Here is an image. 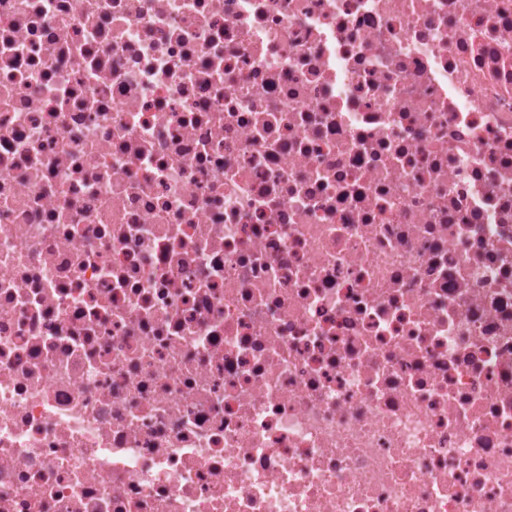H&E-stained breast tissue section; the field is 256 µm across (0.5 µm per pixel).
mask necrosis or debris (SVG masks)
Here are the masks:
<instances>
[{
  "instance_id": "4bbe7bcc",
  "label": "necrosis or debris",
  "mask_w": 512,
  "mask_h": 512,
  "mask_svg": "<svg viewBox=\"0 0 512 512\" xmlns=\"http://www.w3.org/2000/svg\"><path fill=\"white\" fill-rule=\"evenodd\" d=\"M0 512H512V0H0Z\"/></svg>"
}]
</instances>
